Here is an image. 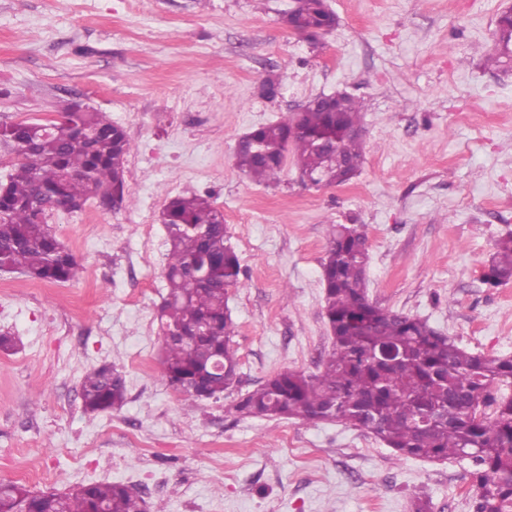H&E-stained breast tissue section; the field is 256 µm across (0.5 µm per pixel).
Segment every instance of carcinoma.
<instances>
[{"label":"carcinoma","instance_id":"carcinoma-1","mask_svg":"<svg viewBox=\"0 0 512 512\" xmlns=\"http://www.w3.org/2000/svg\"><path fill=\"white\" fill-rule=\"evenodd\" d=\"M295 2L292 14L307 37L338 24L325 0ZM361 118L362 103L352 95L330 103L315 96L242 136L236 166L267 183L291 152L312 184L344 185L363 162ZM2 144L16 160L0 181V269L46 283L74 280L79 264L49 219L57 210L81 209L94 191L123 200L132 142L105 115L78 105L60 122L0 125ZM162 223L168 263L167 297L157 313L161 375L174 389L188 384L218 398L239 383L227 293L239 283L240 258L208 195L170 198ZM367 264L366 236L353 225H329L321 268L332 350L317 373L279 372L241 395L235 411L366 429L399 460L465 461L473 512H512V398L497 391L512 384V358L469 351L425 320L373 304ZM511 279L512 232L495 243L483 283L494 288ZM80 394L88 413L119 410L125 377L110 365L94 368ZM0 512H149V504L121 483L80 482L58 495L0 482Z\"/></svg>","mask_w":512,"mask_h":512}]
</instances>
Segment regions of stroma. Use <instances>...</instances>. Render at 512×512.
<instances>
[{"label": "stroma", "mask_w": 512, "mask_h": 512, "mask_svg": "<svg viewBox=\"0 0 512 512\" xmlns=\"http://www.w3.org/2000/svg\"><path fill=\"white\" fill-rule=\"evenodd\" d=\"M339 18L320 47L281 21L293 0H0V124L57 118L78 101L126 131L127 191L50 224L81 263L78 280L0 271V481L17 458L77 480L119 482L150 512H471L466 465L395 460L370 431L336 422L237 415L241 393L276 373H316L332 347L321 262L328 227L358 224L368 297L428 320L460 345L512 357V281L482 274L512 231V70L485 67L512 0H327ZM278 85L259 95L262 80ZM363 99V162L343 186L252 182L237 141L308 99ZM210 195L245 273L228 291L236 389L193 400L160 376L155 321L165 258L133 268L144 225L178 195ZM112 365L117 411L85 413L80 382ZM160 454L146 462L124 425ZM112 429V460L80 476L72 455Z\"/></svg>", "instance_id": "stroma-1"}]
</instances>
